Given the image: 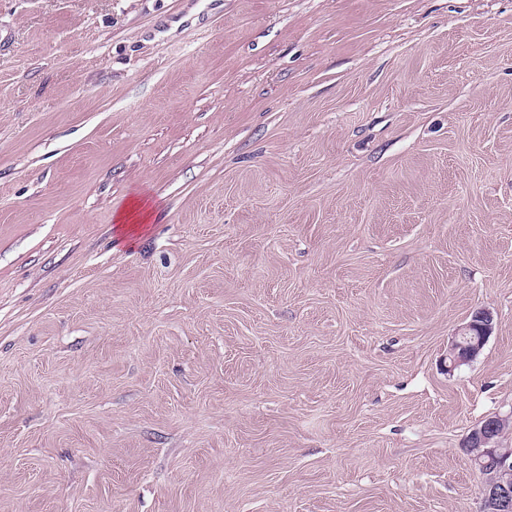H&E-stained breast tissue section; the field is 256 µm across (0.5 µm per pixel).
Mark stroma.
I'll return each instance as SVG.
<instances>
[{
	"mask_svg": "<svg viewBox=\"0 0 512 512\" xmlns=\"http://www.w3.org/2000/svg\"><path fill=\"white\" fill-rule=\"evenodd\" d=\"M509 413L512 0H0V512H481ZM492 329V318L486 312H477L470 322L461 327L448 347L450 370L471 362L482 350ZM511 418V414L491 417L475 427L466 440L465 448H478L470 460L484 478L483 512H512V480L495 477L511 475L512 448H503L493 440L495 430Z\"/></svg>",
	"mask_w": 512,
	"mask_h": 512,
	"instance_id": "stroma-1",
	"label": "stroma"
}]
</instances>
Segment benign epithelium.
<instances>
[{"mask_svg":"<svg viewBox=\"0 0 512 512\" xmlns=\"http://www.w3.org/2000/svg\"><path fill=\"white\" fill-rule=\"evenodd\" d=\"M492 329V318L486 312L476 313L470 322L461 327L448 347L450 368L471 362L482 350ZM512 417L495 416L475 427L466 440L465 447L477 452L471 463L484 480L483 512H512V448H503L493 440L495 430Z\"/></svg>","mask_w":512,"mask_h":512,"instance_id":"benign-epithelium-1","label":"benign epithelium"}]
</instances>
